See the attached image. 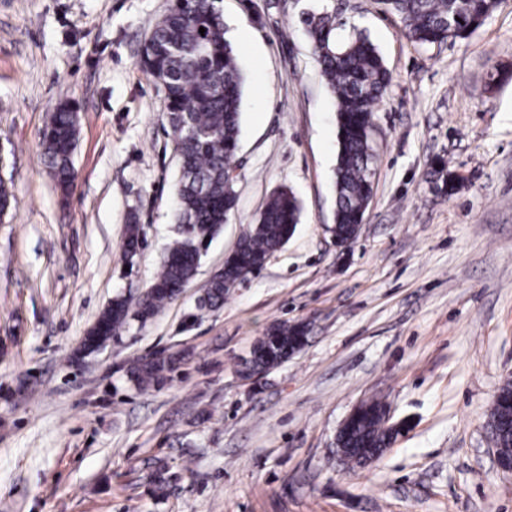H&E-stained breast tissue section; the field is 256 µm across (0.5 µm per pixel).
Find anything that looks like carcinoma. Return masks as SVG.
I'll return each instance as SVG.
<instances>
[{"label":"carcinoma","mask_w":512,"mask_h":512,"mask_svg":"<svg viewBox=\"0 0 512 512\" xmlns=\"http://www.w3.org/2000/svg\"><path fill=\"white\" fill-rule=\"evenodd\" d=\"M401 20L402 35L418 45H441L465 38L481 27L501 0H382ZM302 28L312 42L322 77L335 96L338 151L335 167L336 210L333 232L340 240L359 235V220L372 197L374 155L373 112L391 74L375 45L363 33L336 38V13L304 14ZM205 32H199V29ZM142 69L162 90L169 136L185 164L177 185L175 236L148 289L137 297L112 300L85 337L83 348L119 336L130 318L141 324L176 300L194 277L206 237L215 236L235 206L237 192L230 177L239 146L243 77L224 18L215 0H174L152 25L140 57ZM78 116L62 103L50 113L41 133L43 155L63 197L75 187L73 154ZM299 202L281 188L270 196L257 224L243 235L235 257L224 262L201 291L208 311L221 308L230 290L263 268L266 259L288 242L298 224ZM307 342L303 325L279 324L260 337L245 365V376L268 371ZM179 364L175 355H143L128 369L139 386L162 382ZM383 404L364 403L362 413L340 434L337 447L348 464L362 466L364 454L386 448L396 428L386 425ZM489 424L497 430L499 453L512 457V383L499 390Z\"/></svg>","instance_id":"obj_1"}]
</instances>
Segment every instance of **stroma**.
<instances>
[{
	"instance_id": "1",
	"label": "stroma",
	"mask_w": 512,
	"mask_h": 512,
	"mask_svg": "<svg viewBox=\"0 0 512 512\" xmlns=\"http://www.w3.org/2000/svg\"><path fill=\"white\" fill-rule=\"evenodd\" d=\"M168 4L0 0V180L15 197L0 214V512H512L487 428L512 378V0L439 47L405 39L381 0H220L244 78L236 207L177 300L78 362L112 299L152 283L174 227L178 160L139 65ZM334 7L338 38L365 31L391 73L347 249L332 233L336 103L299 23ZM66 100L80 105L67 199L40 141ZM282 187L300 204L293 235L186 326ZM133 215L144 246L129 259ZM279 323L308 325L307 345L242 379ZM175 351L161 385L130 380L132 359ZM372 398L399 434L371 465L337 464L341 423Z\"/></svg>"
}]
</instances>
